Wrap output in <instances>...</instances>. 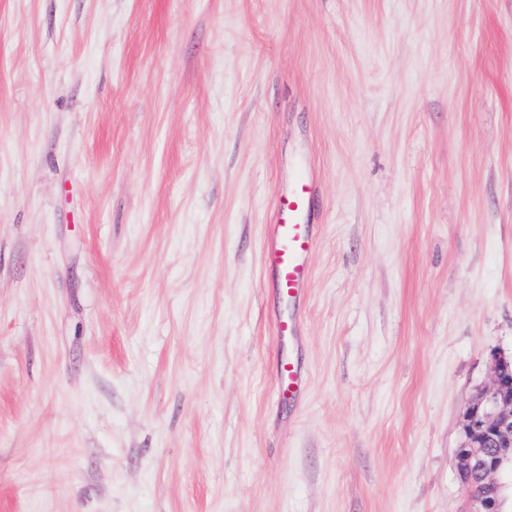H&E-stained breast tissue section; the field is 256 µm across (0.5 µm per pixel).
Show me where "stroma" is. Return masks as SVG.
<instances>
[{
  "label": "stroma",
  "mask_w": 512,
  "mask_h": 512,
  "mask_svg": "<svg viewBox=\"0 0 512 512\" xmlns=\"http://www.w3.org/2000/svg\"><path fill=\"white\" fill-rule=\"evenodd\" d=\"M496 353L512 0H0V512H469ZM312 197L305 174L278 197L273 219L264 228L265 255L274 272L275 292L288 300L304 293L310 278L307 255L315 247L313 224H307Z\"/></svg>",
  "instance_id": "stroma-1"
}]
</instances>
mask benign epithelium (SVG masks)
Instances as JSON below:
<instances>
[{
  "instance_id": "benign-epithelium-1",
  "label": "benign epithelium",
  "mask_w": 512,
  "mask_h": 512,
  "mask_svg": "<svg viewBox=\"0 0 512 512\" xmlns=\"http://www.w3.org/2000/svg\"><path fill=\"white\" fill-rule=\"evenodd\" d=\"M457 473L472 500L470 512H499L498 474L512 466V358L493 357L492 380L464 408Z\"/></svg>"
}]
</instances>
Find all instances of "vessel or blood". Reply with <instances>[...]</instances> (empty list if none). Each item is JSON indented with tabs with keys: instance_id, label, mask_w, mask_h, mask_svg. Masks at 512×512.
Here are the masks:
<instances>
[{
	"instance_id": "vessel-or-blood-1",
	"label": "vessel or blood",
	"mask_w": 512,
	"mask_h": 512,
	"mask_svg": "<svg viewBox=\"0 0 512 512\" xmlns=\"http://www.w3.org/2000/svg\"><path fill=\"white\" fill-rule=\"evenodd\" d=\"M311 197L306 175H299L288 193L278 197L273 219L264 228L273 287L280 297L291 300L303 294L310 278L306 257L315 246V235L306 219Z\"/></svg>"
}]
</instances>
